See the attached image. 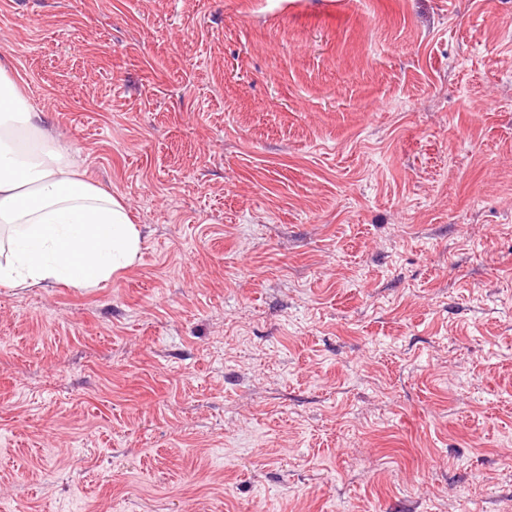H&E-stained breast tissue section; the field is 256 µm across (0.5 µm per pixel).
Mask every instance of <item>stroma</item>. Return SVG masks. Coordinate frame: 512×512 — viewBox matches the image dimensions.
Returning <instances> with one entry per match:
<instances>
[{"label":"stroma","instance_id":"35a3bbf8","mask_svg":"<svg viewBox=\"0 0 512 512\" xmlns=\"http://www.w3.org/2000/svg\"><path fill=\"white\" fill-rule=\"evenodd\" d=\"M140 255L0 286V512H512V0H0Z\"/></svg>","mask_w":512,"mask_h":512}]
</instances>
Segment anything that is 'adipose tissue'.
Instances as JSON below:
<instances>
[{
	"mask_svg": "<svg viewBox=\"0 0 512 512\" xmlns=\"http://www.w3.org/2000/svg\"><path fill=\"white\" fill-rule=\"evenodd\" d=\"M0 57V285L93 288L134 261L140 232L125 206L87 180Z\"/></svg>",
	"mask_w": 512,
	"mask_h": 512,
	"instance_id": "obj_1",
	"label": "adipose tissue"
}]
</instances>
